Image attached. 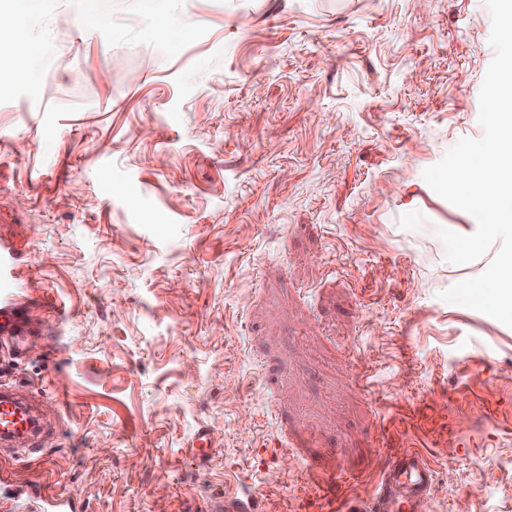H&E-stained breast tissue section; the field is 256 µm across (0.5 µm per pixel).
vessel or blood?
I'll return each mask as SVG.
<instances>
[{"label": "vessel or blood", "instance_id": "vessel-or-blood-1", "mask_svg": "<svg viewBox=\"0 0 512 512\" xmlns=\"http://www.w3.org/2000/svg\"><path fill=\"white\" fill-rule=\"evenodd\" d=\"M31 329L24 317L0 307V335L15 351H23ZM47 425L33 413L32 402L17 387L0 383V447L15 458L35 459L45 453L41 446ZM433 468L425 456L409 449L391 457L377 484L373 502L342 497L338 512H384L395 501L397 512H425L433 485Z\"/></svg>", "mask_w": 512, "mask_h": 512}]
</instances>
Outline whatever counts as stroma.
Listing matches in <instances>:
<instances>
[{
    "mask_svg": "<svg viewBox=\"0 0 512 512\" xmlns=\"http://www.w3.org/2000/svg\"><path fill=\"white\" fill-rule=\"evenodd\" d=\"M0 60V249L62 418L0 512H327L387 459L429 512H512V327L443 300L499 252L422 171L480 138L484 0H28ZM213 442L204 464L189 445Z\"/></svg>",
    "mask_w": 512,
    "mask_h": 512,
    "instance_id": "35a3bbf8",
    "label": "stroma"
}]
</instances>
